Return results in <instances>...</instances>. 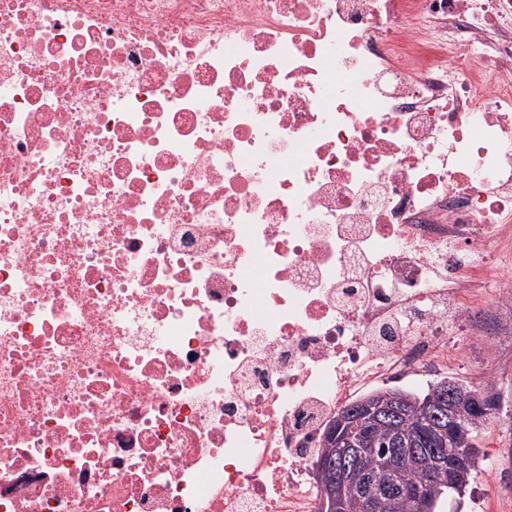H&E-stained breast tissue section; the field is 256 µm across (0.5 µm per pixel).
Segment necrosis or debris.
<instances>
[{
    "instance_id": "4bbe7bcc",
    "label": "necrosis or debris",
    "mask_w": 512,
    "mask_h": 512,
    "mask_svg": "<svg viewBox=\"0 0 512 512\" xmlns=\"http://www.w3.org/2000/svg\"><path fill=\"white\" fill-rule=\"evenodd\" d=\"M506 244L512 0H0V512H320Z\"/></svg>"
}]
</instances>
